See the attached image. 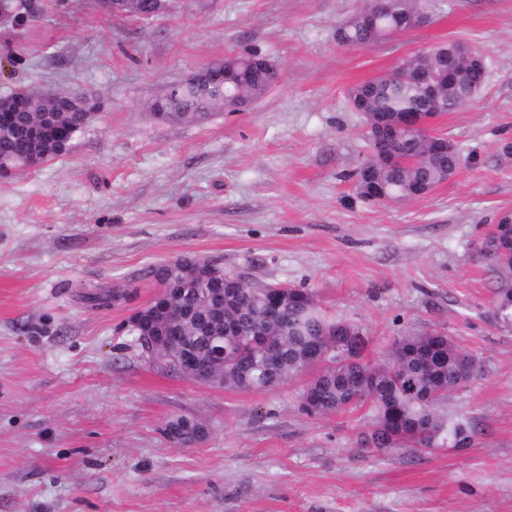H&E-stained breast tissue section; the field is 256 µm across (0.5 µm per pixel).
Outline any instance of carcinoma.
<instances>
[{
  "label": "carcinoma",
  "mask_w": 512,
  "mask_h": 512,
  "mask_svg": "<svg viewBox=\"0 0 512 512\" xmlns=\"http://www.w3.org/2000/svg\"><path fill=\"white\" fill-rule=\"evenodd\" d=\"M438 0H387L377 25L363 27L353 15L339 29L344 45L366 47L414 27L422 14L433 16ZM460 41L436 46L431 54L402 59L386 76L364 81L348 92L351 108L365 116L369 141L393 143L395 153L371 158L390 197L416 198L453 177L460 164L456 145L429 153L426 132L399 128L403 112H455L472 97L471 84L440 78L443 64L466 71L474 62L459 55ZM260 55L224 58V67L204 70L192 85L174 83L151 104L166 123L199 124L223 107L236 111L267 91ZM419 69L435 78L430 94L419 85L395 79L398 71ZM89 104L78 92L53 90L35 106L16 113L10 129L0 133V159H15L37 150L54 159L66 154L84 132ZM493 250L481 254L496 278L494 306L502 321L512 322V223L497 221ZM146 276L165 288L181 308L178 325L192 349L196 367L191 380L241 391H267L294 382L315 369L297 392L301 409L322 416L368 408L371 429L363 440L378 453L397 448H431L439 442L461 447L470 441L468 423L441 409L448 395L464 388L476 371V359L452 337L431 331L400 337L379 359L367 358L371 336L359 324L331 315L316 294L296 289L282 297L274 312L265 304L266 286L245 282L234 271L197 281L169 276L166 265ZM224 346L228 365H210L213 350ZM163 434L173 444L204 440L200 419L171 418Z\"/></svg>",
  "instance_id": "carcinoma-1"
}]
</instances>
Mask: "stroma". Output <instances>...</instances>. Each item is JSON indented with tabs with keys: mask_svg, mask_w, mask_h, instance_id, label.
<instances>
[{
	"mask_svg": "<svg viewBox=\"0 0 512 512\" xmlns=\"http://www.w3.org/2000/svg\"><path fill=\"white\" fill-rule=\"evenodd\" d=\"M361 6L171 0L135 21L43 0L0 28V97L100 103L67 154L0 178V512H512V326L480 258L512 213V0H443L431 22L349 48L336 31ZM451 39L487 57L478 95L434 125L460 149L456 176L364 198L353 174L371 150L349 89ZM248 52L280 73L264 95L202 124L153 117L171 84ZM181 257L312 290L378 353L451 336L477 361L444 405L471 444L378 454L361 446L367 409L311 418L294 382L243 392L153 370L124 326L157 291L145 269ZM176 415L208 438L171 444Z\"/></svg>",
	"mask_w": 512,
	"mask_h": 512,
	"instance_id": "obj_1",
	"label": "stroma"
}]
</instances>
